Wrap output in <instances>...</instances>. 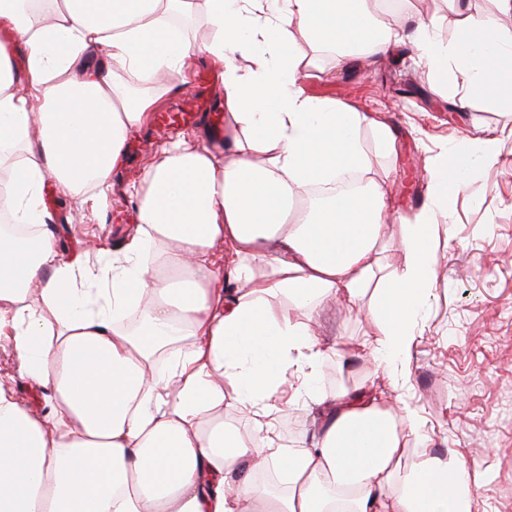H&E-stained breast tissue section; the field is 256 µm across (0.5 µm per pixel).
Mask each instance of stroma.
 I'll return each mask as SVG.
<instances>
[{"mask_svg":"<svg viewBox=\"0 0 512 512\" xmlns=\"http://www.w3.org/2000/svg\"><path fill=\"white\" fill-rule=\"evenodd\" d=\"M385 23L435 21L439 38L457 40L450 17L454 0H401L386 9L371 0ZM307 66L300 79L314 97L342 108L374 112L395 135V150L383 155L370 132L361 144L372 161L370 175L387 195L390 237L381 254L385 271L401 268V219L418 210L426 197L427 166L446 149L476 152L492 128L512 125V103L473 100L466 110L450 104L445 91L427 81L409 50L396 51L363 65L332 49L304 46ZM168 88L161 109L166 130L149 126L132 136L125 167L103 209L92 212L45 185V201L63 249L95 254L101 244L119 247L135 229L134 186L142 184L158 152L172 139L208 133L214 144L224 139L218 105V80L205 58L189 62L184 72L164 76ZM500 162L475 167L457 197L449 219L448 242L435 250L432 296L418 323L408 380L394 397L415 403L424 419L420 436L411 437L408 458L457 452L472 472V512H512V138L500 144ZM376 334L368 320L341 304L326 307L319 318L324 352L318 363L322 390L358 385L375 365L363 354L365 340ZM345 348L351 361L340 370L331 348ZM18 362L8 339H0V374L15 375L17 395L35 411L48 409L44 389L18 377ZM313 401L285 406L279 418L282 444L310 441Z\"/></svg>","mask_w":512,"mask_h":512,"instance_id":"35a3bbf8","label":"stroma"}]
</instances>
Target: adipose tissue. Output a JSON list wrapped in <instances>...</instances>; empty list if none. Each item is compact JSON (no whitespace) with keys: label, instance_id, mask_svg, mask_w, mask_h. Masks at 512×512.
<instances>
[{"label":"adipose tissue","instance_id":"1","mask_svg":"<svg viewBox=\"0 0 512 512\" xmlns=\"http://www.w3.org/2000/svg\"><path fill=\"white\" fill-rule=\"evenodd\" d=\"M54 2L46 13L0 0V211L34 229L0 232V335L51 401L33 413L0 378V512H471L456 453L406 461L421 420L388 389L432 295L440 219L473 166L498 163L512 127L490 130L478 156L431 162L427 200L402 227L404 265L372 288L387 201L360 137L371 130L388 153L394 135L374 113L305 94L300 47L352 43L372 64L409 44L462 109L512 95V0L457 15L453 42L424 24L385 26L367 0ZM195 8L210 26L202 43L168 23ZM198 56L220 77L223 147L162 150L124 247L67 256L46 181L82 204L106 193L161 76ZM348 171L362 194L300 207ZM338 300L377 326L369 354L384 383L319 391L316 319ZM292 372L294 396L315 394L323 412L312 443L288 446L273 438L270 401ZM228 390L252 432L225 422ZM259 467L284 494L256 486Z\"/></svg>","mask_w":512,"mask_h":512}]
</instances>
